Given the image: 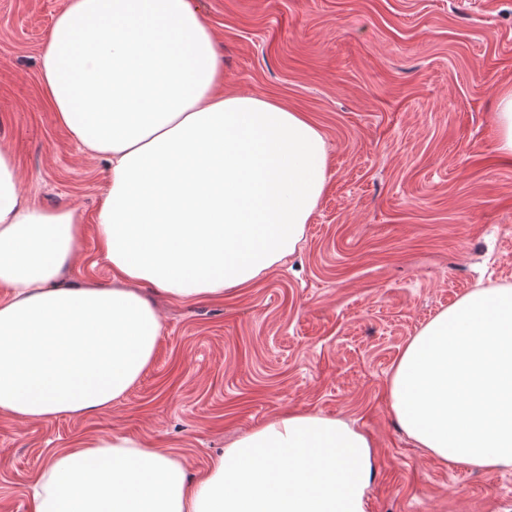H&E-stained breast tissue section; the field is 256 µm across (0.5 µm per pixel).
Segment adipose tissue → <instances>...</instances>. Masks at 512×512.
<instances>
[{"instance_id": "1", "label": "adipose tissue", "mask_w": 512, "mask_h": 512, "mask_svg": "<svg viewBox=\"0 0 512 512\" xmlns=\"http://www.w3.org/2000/svg\"><path fill=\"white\" fill-rule=\"evenodd\" d=\"M46 96L110 165L95 231L112 284L62 282L83 233L71 209L20 194L0 150V412L22 420L109 409L150 365V286L181 299L249 283L292 253L324 192L321 131L259 95L226 94L192 0H69L40 60ZM396 419L449 466H512V288H472L402 350ZM369 436L287 411L234 441L205 476L114 434L54 454L29 512H366Z\"/></svg>"}]
</instances>
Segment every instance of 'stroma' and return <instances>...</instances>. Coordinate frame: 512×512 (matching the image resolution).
Here are the masks:
<instances>
[{
	"instance_id": "obj_1",
	"label": "stroma",
	"mask_w": 512,
	"mask_h": 512,
	"mask_svg": "<svg viewBox=\"0 0 512 512\" xmlns=\"http://www.w3.org/2000/svg\"><path fill=\"white\" fill-rule=\"evenodd\" d=\"M68 0H0V148L41 208L84 234L65 283L108 286L95 234L107 163L44 96L40 55ZM223 92L302 113L327 148L324 193L293 253L221 298L154 295L161 332L137 383L98 416L0 414V512H28L51 455L114 433L200 478L286 410L368 434L367 512H512V467L451 469L415 447L386 398L411 336L469 289L512 288V158L493 148L512 86V0H192Z\"/></svg>"
}]
</instances>
